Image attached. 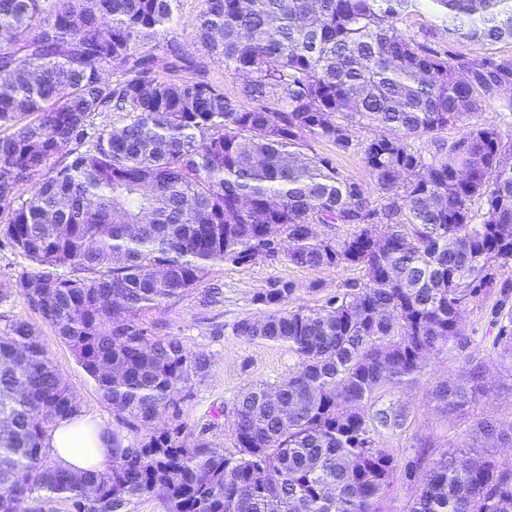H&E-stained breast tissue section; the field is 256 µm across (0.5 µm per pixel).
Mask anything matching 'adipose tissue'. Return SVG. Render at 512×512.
Wrapping results in <instances>:
<instances>
[{
	"label": "adipose tissue",
	"mask_w": 512,
	"mask_h": 512,
	"mask_svg": "<svg viewBox=\"0 0 512 512\" xmlns=\"http://www.w3.org/2000/svg\"><path fill=\"white\" fill-rule=\"evenodd\" d=\"M45 444L55 460L76 475L105 471L112 461L110 444L102 438L100 428L80 419L60 421Z\"/></svg>",
	"instance_id": "adipose-tissue-1"
}]
</instances>
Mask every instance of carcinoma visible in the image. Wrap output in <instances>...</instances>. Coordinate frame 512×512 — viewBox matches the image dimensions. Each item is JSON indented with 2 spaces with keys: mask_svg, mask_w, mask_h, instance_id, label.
<instances>
[{
  "mask_svg": "<svg viewBox=\"0 0 512 512\" xmlns=\"http://www.w3.org/2000/svg\"><path fill=\"white\" fill-rule=\"evenodd\" d=\"M178 2L0 0V247L32 263L16 291L120 420L106 471L48 464L47 429L80 402L41 328L13 320L0 336V512L36 491L74 512L145 498L164 512H384L393 465L372 432L403 427L408 411L376 407L377 394L463 340L464 311L512 262V142L478 124L433 153L413 145L512 86V55L497 48L512 42V0H433L475 57L398 27L419 0H201L194 44L242 78L233 96L159 77L162 63H191L168 37ZM107 112L121 121L96 126ZM368 126L380 129L362 145L379 207L311 154L315 139L346 153ZM256 259L365 278L316 309L286 308L287 281L257 294L271 310L236 334L287 346L298 367L237 396L236 451L181 424L135 438L208 367L142 314L218 264ZM494 315L493 350L512 373L506 300ZM485 392L473 365L431 398L463 416ZM500 448H512V427L474 420L422 473L407 512H512Z\"/></svg>",
  "mask_w": 512,
  "mask_h": 512,
  "instance_id": "obj_1",
  "label": "carcinoma"
}]
</instances>
